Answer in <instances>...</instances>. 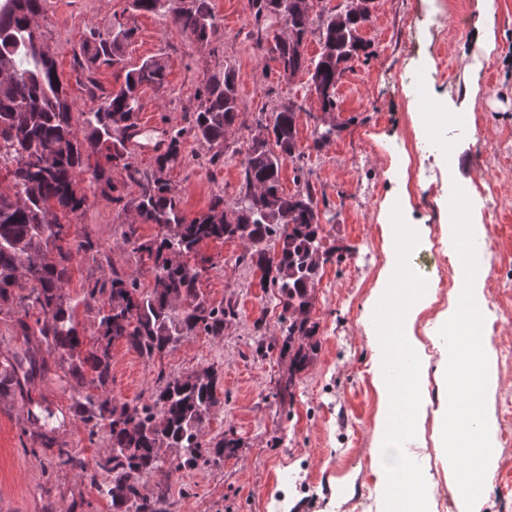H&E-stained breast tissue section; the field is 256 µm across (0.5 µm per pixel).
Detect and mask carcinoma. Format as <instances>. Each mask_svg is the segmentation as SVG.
Here are the masks:
<instances>
[{"label": "carcinoma", "instance_id": "cac0c4a2", "mask_svg": "<svg viewBox=\"0 0 512 512\" xmlns=\"http://www.w3.org/2000/svg\"><path fill=\"white\" fill-rule=\"evenodd\" d=\"M258 13L280 16L290 36L275 38L271 51L290 80L304 72L322 108L335 107L336 83L346 64L369 56V43L360 29L370 12L347 9L320 20L322 53L314 67L306 64L303 39L309 28V7L302 0H256ZM137 12L171 11L182 32L200 45L209 42L219 18L211 0H131ZM43 0H0V169L11 177L12 193H0V307L16 306L17 328L24 342H36L57 354L55 368L63 377L105 387L112 378V346L123 341L142 358L152 361L168 353L177 342L200 334L218 336L237 317L231 305L212 306L200 295V270L190 264L199 243L237 237L250 244L264 276L276 288L287 323L282 348L292 353L301 369L316 343V324L310 309L320 268L330 258L323 248L320 216L310 188L286 194L280 188L283 161L296 157V111L284 107L259 125L241 162L247 191L238 207L227 213L224 198H213L209 212L189 219L180 208L166 171L180 157L183 136L192 132L214 152L209 162L224 154V132L233 125L237 110V75L232 69L210 76L200 93V103L190 126L170 137L156 157V169L143 172L128 149L131 131L138 127L140 89L162 86L166 64L151 57L128 69L123 43L134 29L93 32L80 48L78 63L89 69L104 65L123 72L120 89L103 98L96 109L78 112L69 100L55 61L42 52ZM97 155L125 182L141 187L138 196H112L116 186L93 172V183L112 201L124 203L144 222L162 227L156 240L135 239L128 225L123 233L133 251L151 261L153 288H141L137 277L114 273L85 289L86 306H97V328L91 351L81 355L74 307L64 292L74 256L99 253V245L86 237L68 239L60 216L82 211L88 196L78 189L86 159ZM276 240L278 250L268 255L266 245ZM34 323H29V320ZM91 379H86V373ZM51 373L45 359L30 350L0 357V396L30 394L36 381ZM220 403L214 368L165 380L146 401L118 402L105 394L79 392L72 409L88 430L110 441L108 454L88 469L84 459L59 441L55 413L47 408L27 411L32 452L50 453L59 470H77L112 500L113 512H168L165 494L144 493V480L167 464L176 471L195 469L214 456L237 448L234 432L212 444L204 440L211 410ZM163 448L182 454L168 462Z\"/></svg>", "mask_w": 512, "mask_h": 512}]
</instances>
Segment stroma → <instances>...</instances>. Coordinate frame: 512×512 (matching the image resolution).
<instances>
[{"instance_id":"obj_1","label":"stroma","mask_w":512,"mask_h":512,"mask_svg":"<svg viewBox=\"0 0 512 512\" xmlns=\"http://www.w3.org/2000/svg\"><path fill=\"white\" fill-rule=\"evenodd\" d=\"M221 20L207 45L183 33L173 13H143L129 0H46L45 43L75 107H97L102 94L123 82L117 69L100 67L91 76L77 72L74 54L91 31L107 32L121 25L134 29L123 46L127 65L150 57L164 60L162 87H144L139 123L146 132L132 157L144 172H152L171 131L188 127L207 79L224 69L237 77V118L224 135V159L207 164V143L184 136L181 159L167 172L181 208L188 217L208 211L214 195L233 210L244 194L242 154L257 125L284 106L296 110L297 143L301 157L286 159L280 171L284 193L298 181L309 180L323 226L325 247L335 249L320 271L310 318L317 325V346L306 366L291 371V356L274 348L285 323L276 290L262 269L248 257L238 238L206 240L197 247L194 263L202 270L199 288L214 305L231 303L237 317L221 335L193 336L162 358L146 361L124 342L112 348V381L106 389L119 402L147 400L161 378L187 375L214 367L220 402L212 409L205 439L216 441L226 431L241 440L230 455L213 458L202 467L175 472L161 468L146 480L147 494H165L168 512H383V491L376 472L377 440L383 416L378 389L381 345L373 322V297L388 284L395 252L389 209L408 205L407 171L392 151L399 136H424L420 120L426 108L394 94L391 82L406 64L404 43L423 12H436L437 0H373L371 18L361 30L370 44L368 59L353 62L336 84V107L323 111L321 102L301 73L284 80L272 47L284 33L282 19L257 15L252 0H212ZM463 24H449L432 52L444 71L440 104L445 111L469 115L467 132L454 135L446 146L421 155V171L435 168L452 181L491 183L498 197L496 212L472 193V207L496 237V252L485 253V265L512 261V0H496V44L478 46L473 37L479 19L478 0H450ZM480 91L470 96L471 81ZM335 125L333 139L314 148L315 129ZM376 185L378 206L356 202L359 184ZM439 223L424 227L420 239L426 255V280L434 290L410 323L419 355L430 370L421 382L427 398L420 410L417 433L405 453L418 462L433 482L431 512H457L454 478L443 462L440 427L441 384L433 369L444 346L436 324L448 308L457 306V289L437 288V258L433 245L448 249L447 189L421 181ZM69 238H91L101 246L95 256L75 258L66 292L76 301L75 320L90 350L96 312L81 303L90 279L118 273L138 277L142 288L153 285L149 262L140 261L122 234L135 227L140 240L159 238L156 224L137 220L121 204L102 195L90 197L82 213L70 216ZM375 249L376 267L356 277L367 249ZM491 301L485 317L498 319L502 340L484 336L496 354L497 383L487 391V414L497 427L512 402V281L487 280ZM76 382L49 377L37 383L30 399L0 398V512H112L111 500L100 497L80 475L57 470L45 454L26 449L27 410L36 400L65 411L60 441L87 465L109 450L107 436L89 437L69 409ZM488 485V512H512V447L498 448ZM85 500L80 510L75 501Z\"/></svg>"}]
</instances>
